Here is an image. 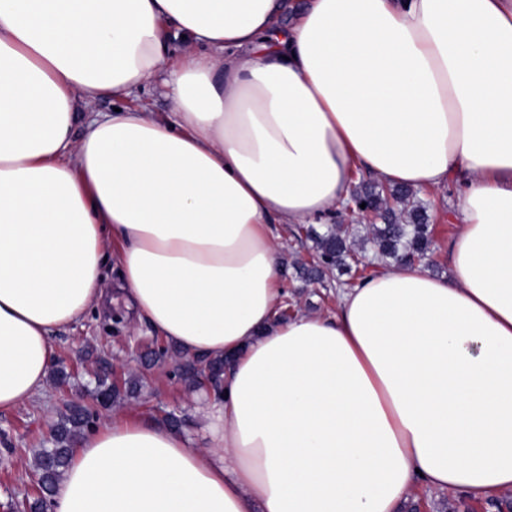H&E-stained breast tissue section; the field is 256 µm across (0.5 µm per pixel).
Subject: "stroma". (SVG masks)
<instances>
[{"label": "stroma", "mask_w": 512, "mask_h": 512, "mask_svg": "<svg viewBox=\"0 0 512 512\" xmlns=\"http://www.w3.org/2000/svg\"><path fill=\"white\" fill-rule=\"evenodd\" d=\"M456 194V188L451 186L428 190L418 197L433 228V253L426 268L434 275L448 271V242L458 230L448 214V202ZM290 230L287 224L279 227L284 259L282 287L288 299L295 309L312 315L334 314L335 286L342 279L340 271L330 272L321 284L302 279L297 267L309 262L310 251L294 239ZM163 344V339L145 321L129 322L115 331L104 315L96 313L57 330L51 367L64 369L66 379L48 377L44 398L0 414V438L7 440L6 446H0V505L6 507L37 496L35 452L49 446L53 425L72 401L90 403V391L100 372H107L109 378L121 383L130 376L145 374L147 384L139 398L118 406L127 418L160 421L166 413L173 412L184 417V431L196 435V389L171 376L170 362L145 371L138 361L141 352ZM404 512H512V494L490 501H473L458 492L419 484L410 494Z\"/></svg>", "instance_id": "obj_1"}]
</instances>
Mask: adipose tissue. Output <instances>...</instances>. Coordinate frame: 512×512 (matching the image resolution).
I'll use <instances>...</instances> for the list:
<instances>
[{
	"instance_id": "ef3b65f1",
	"label": "adipose tissue",
	"mask_w": 512,
	"mask_h": 512,
	"mask_svg": "<svg viewBox=\"0 0 512 512\" xmlns=\"http://www.w3.org/2000/svg\"><path fill=\"white\" fill-rule=\"evenodd\" d=\"M155 83L168 118L91 113ZM359 171L458 186L447 275L395 264L278 320L277 225L334 216ZM111 263L166 342L229 357L226 395L199 392V448L81 435L52 512L512 493V0H0V412Z\"/></svg>"
}]
</instances>
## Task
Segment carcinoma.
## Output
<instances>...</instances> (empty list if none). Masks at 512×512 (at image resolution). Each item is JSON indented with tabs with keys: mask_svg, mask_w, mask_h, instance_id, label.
I'll list each match as a JSON object with an SVG mask.
<instances>
[{
	"mask_svg": "<svg viewBox=\"0 0 512 512\" xmlns=\"http://www.w3.org/2000/svg\"><path fill=\"white\" fill-rule=\"evenodd\" d=\"M414 189L404 186L381 187L364 190L357 200L382 220L369 224L365 234L348 224H330L323 231L312 227H295L292 235L306 236L312 242V262L304 269L307 278L317 282L333 269L351 268V263L370 249L383 258L396 263L411 261L416 256L426 262L432 254V227L428 224L425 207L410 204ZM170 356L175 360L176 376L193 386L201 383L200 373L205 372L216 391H221L224 360L206 359L202 356L187 357L179 350L161 348L145 352L141 359L148 364L158 357ZM141 384L132 377L120 388L100 376L93 391L95 405L109 408L140 394ZM96 411L86 405H71L60 416L53 431L52 447L41 448L35 456L38 495L26 504L30 512H48L51 494L63 478L70 463L72 446L76 439L94 421Z\"/></svg>",
	"mask_w": 512,
	"mask_h": 512,
	"instance_id": "obj_1",
	"label": "carcinoma"
}]
</instances>
